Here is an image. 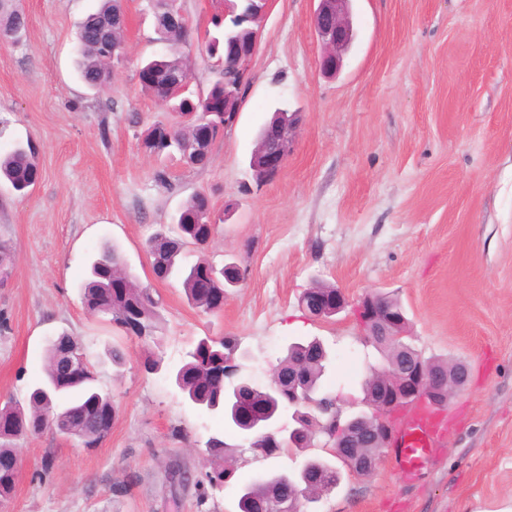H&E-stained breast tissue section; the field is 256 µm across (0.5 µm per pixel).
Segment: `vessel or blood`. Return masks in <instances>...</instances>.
<instances>
[{
  "label": "vessel or blood",
  "instance_id": "vessel-or-blood-1",
  "mask_svg": "<svg viewBox=\"0 0 512 512\" xmlns=\"http://www.w3.org/2000/svg\"><path fill=\"white\" fill-rule=\"evenodd\" d=\"M438 411L416 407L407 410L397 425L392 444L395 459L405 476L416 475L420 466L438 445Z\"/></svg>",
  "mask_w": 512,
  "mask_h": 512
}]
</instances>
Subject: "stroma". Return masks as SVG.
I'll return each mask as SVG.
<instances>
[{
    "mask_svg": "<svg viewBox=\"0 0 512 512\" xmlns=\"http://www.w3.org/2000/svg\"><path fill=\"white\" fill-rule=\"evenodd\" d=\"M27 27L0 43V154L31 146L38 178L27 195L0 181V242L12 254L0 285V401L24 400L45 378L49 338L74 336L90 353L116 417L92 447L52 432L19 438L22 474L0 512H238L241 486L326 457L306 451L258 457L222 418L184 401L169 369L198 338L236 337L244 374L269 381L289 343L319 338L323 378L342 417L363 411L361 383L381 354L355 318L369 294L396 297L423 357L463 363L467 384L440 407L442 439L418 476L391 450L371 475L343 474L318 512H507L512 507V0H352L354 41L336 76L319 66L313 0H269L240 114L202 169L139 148L174 116L145 95L141 60L168 52L152 0H124L126 60L109 86L90 91L75 70L79 24L99 0H17ZM192 91L222 75L202 47L219 0H179ZM298 112L283 169L256 185L249 167L275 110ZM165 169L170 188L157 185ZM221 216L206 258L244 274L224 308L188 304L179 275H151L147 240L192 194ZM152 289L161 327L129 336L91 315L81 285L103 242ZM322 281L347 306L329 322L301 309ZM120 343L125 363L108 355ZM159 360L146 371V359ZM236 446L234 477L200 499L206 440ZM178 463L188 481L171 479Z\"/></svg>",
    "mask_w": 512,
    "mask_h": 512,
    "instance_id": "1",
    "label": "stroma"
}]
</instances>
